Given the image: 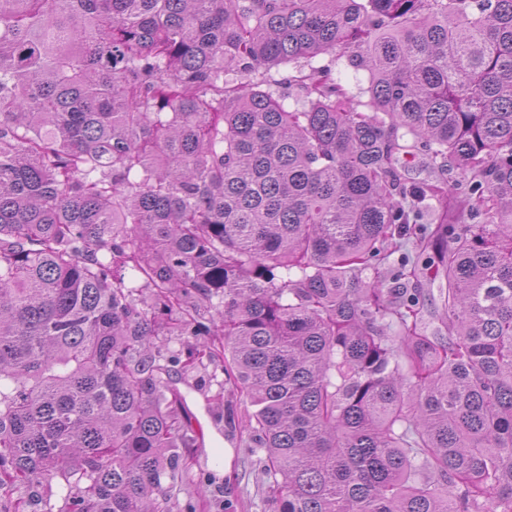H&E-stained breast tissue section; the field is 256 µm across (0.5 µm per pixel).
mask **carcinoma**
Returning a JSON list of instances; mask_svg holds the SVG:
<instances>
[{
	"label": "carcinoma",
	"mask_w": 512,
	"mask_h": 512,
	"mask_svg": "<svg viewBox=\"0 0 512 512\" xmlns=\"http://www.w3.org/2000/svg\"><path fill=\"white\" fill-rule=\"evenodd\" d=\"M213 327L273 512H512V0H0V487L172 512ZM334 70L335 76L340 78L341 81L349 87L352 93L356 96V99L362 101L366 100L364 90L368 84L365 72H355L354 70L347 68L345 66L344 58L336 61ZM402 165L399 166V171L402 178L409 181L431 180L440 178V173L435 169L424 156H411L402 157ZM222 336H154L153 351H159L163 356L161 359L168 358L172 354L181 353V359L184 360L188 349L197 341L212 339Z\"/></svg>",
	"instance_id": "obj_1"
}]
</instances>
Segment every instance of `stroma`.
<instances>
[{"mask_svg": "<svg viewBox=\"0 0 512 512\" xmlns=\"http://www.w3.org/2000/svg\"><path fill=\"white\" fill-rule=\"evenodd\" d=\"M174 385L191 409L198 447L185 451L187 468L171 489L172 512L186 502H197V512H271L261 488L260 452L251 448L247 432L224 430V364L203 362L175 375ZM67 488L52 479L36 487L24 484L0 487V512H12L16 502L26 512H65Z\"/></svg>", "mask_w": 512, "mask_h": 512, "instance_id": "1", "label": "stroma"}]
</instances>
